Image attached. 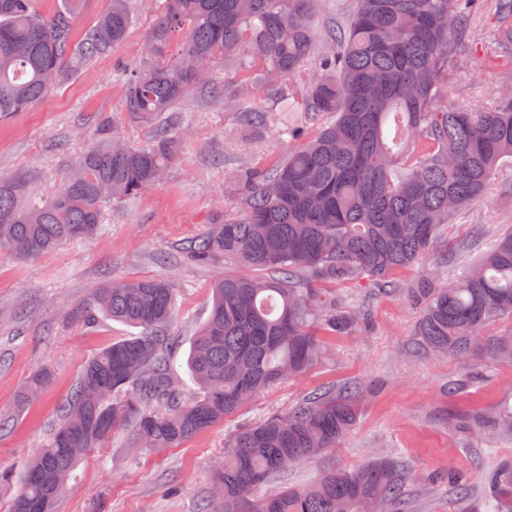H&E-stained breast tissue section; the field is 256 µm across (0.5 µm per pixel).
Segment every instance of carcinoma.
Instances as JSON below:
<instances>
[{
	"mask_svg": "<svg viewBox=\"0 0 512 512\" xmlns=\"http://www.w3.org/2000/svg\"><path fill=\"white\" fill-rule=\"evenodd\" d=\"M318 0H159L150 55L131 72L127 109L155 123L195 91L234 102L198 72L219 61L245 67L251 84L272 86L308 63ZM480 0H354L343 22L325 32L322 52L300 105L288 104L291 139L300 145L266 169L239 175L238 214L184 248L207 265L234 258L244 271L216 279L212 306L188 357L192 386L176 375L177 340L169 333L178 288L163 278L109 280L67 314L91 327L103 318L140 329L87 358L46 444L25 463L11 512H56L78 464L129 428L139 445L164 451L238 413L259 392L304 373L322 358V336L343 335L364 307L336 285L368 279L379 294L402 270L424 263L442 225L479 199L500 163L512 160V93L495 92L473 109L436 100L448 64L473 56ZM497 37L512 55V0H494ZM83 0H62L52 15L34 0H0V120L28 109L70 72L126 37L128 0L111 8L76 43ZM185 34L170 55L173 37ZM263 113L242 108L247 133ZM182 137L150 148L117 137L81 155L43 201L26 200L29 178H0V249L36 258L87 238L105 224L104 204L156 184L178 157ZM479 227L456 241L469 250ZM425 299L414 350L443 353L470 367L512 364V229L484 243L455 280L416 288ZM50 369L19 389L27 405L50 381ZM355 384L301 400L286 415L239 430L224 467L212 477L203 512H408L416 475L394 459L362 468H330L314 483L263 498L257 489L288 468L332 454L355 425ZM468 432L512 438V407L456 422ZM494 512H512V457L499 459L486 485Z\"/></svg>",
	"mask_w": 512,
	"mask_h": 512,
	"instance_id": "cac0c4a2",
	"label": "carcinoma"
}]
</instances>
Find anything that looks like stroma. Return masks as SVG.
<instances>
[{
	"label": "stroma",
	"mask_w": 512,
	"mask_h": 512,
	"mask_svg": "<svg viewBox=\"0 0 512 512\" xmlns=\"http://www.w3.org/2000/svg\"><path fill=\"white\" fill-rule=\"evenodd\" d=\"M131 7L133 24L118 47L92 58L28 110L0 121V178L29 173L32 198L43 199L58 187L75 157L111 133L131 146L154 143L159 125L128 112L126 96L129 73L148 52L156 0H131ZM497 26L492 14L481 16L468 75L460 77L457 68H449L448 92L439 105L463 98L481 106L493 90L512 88V61L497 49ZM211 78L246 87V106L264 111L266 121L251 137H241L236 109L191 94L168 113L183 135L177 160L151 189L107 203L101 233L64 242L30 261L0 254V412L11 414L9 428L0 433V473L19 475L42 446L83 362L135 335V327L118 320L104 319L91 328L66 322V314L104 278L167 277L178 283L171 327L178 338L174 369L188 379L187 358L208 317L211 286L240 266L225 259L198 267L185 260L180 246L237 213L240 199L229 184L243 165L267 167L288 151L281 121L288 105L277 100L275 91L249 86L248 71L232 62L215 63ZM509 186L511 163L499 169L483 197L443 226L427 260L438 283H447L474 261L471 252L452 262L444 259L449 243L465 236L471 225H483L489 236L512 226V199L505 195ZM421 278L418 267L398 273L401 289L386 297L376 296L364 283L342 285L341 293L367 304L370 318L349 334L327 337L320 363L260 393L236 415L181 447L157 452L136 446L131 430L116 433L108 447L79 465L57 512H91L99 498L105 512H201L234 433L271 414L288 413L315 392L348 383L363 385L367 392L359 401L355 426L336 452L276 476L262 494L286 483H311L329 465L357 469L386 457L403 461L420 480L411 490V512H493L482 491V474L491 462L512 456V439L491 431L457 432L448 421L512 406V365L496 364L476 377L448 356H413L422 303L408 290ZM45 365L52 372L48 387L22 411H14L20 382ZM452 468L470 476L469 498L456 499L449 487Z\"/></svg>",
	"instance_id": "obj_1"
}]
</instances>
